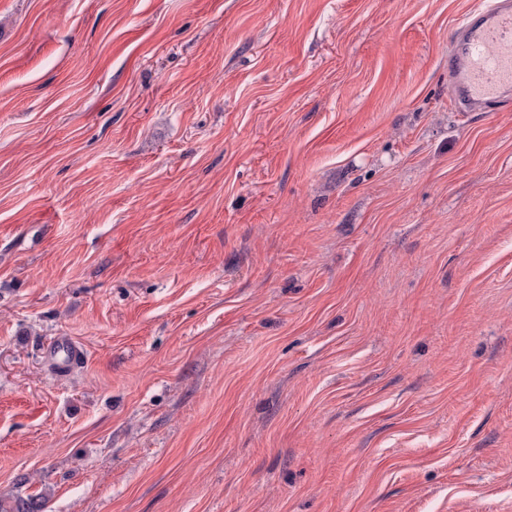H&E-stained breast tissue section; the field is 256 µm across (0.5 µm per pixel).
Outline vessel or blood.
<instances>
[{
    "mask_svg": "<svg viewBox=\"0 0 512 512\" xmlns=\"http://www.w3.org/2000/svg\"><path fill=\"white\" fill-rule=\"evenodd\" d=\"M448 86L459 112L491 103L512 88V0H479L461 18L448 50ZM52 353L60 374L78 359L76 348L64 340Z\"/></svg>",
    "mask_w": 512,
    "mask_h": 512,
    "instance_id": "b4317fda",
    "label": "vessel or blood"
}]
</instances>
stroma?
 Segmentation results:
<instances>
[{
    "label": "stroma",
    "instance_id": "stroma-1",
    "mask_svg": "<svg viewBox=\"0 0 512 512\" xmlns=\"http://www.w3.org/2000/svg\"><path fill=\"white\" fill-rule=\"evenodd\" d=\"M477 2L0 0V498L512 512V93L448 89ZM55 370L60 375L65 374L77 362L78 351L65 340H59L51 351Z\"/></svg>",
    "mask_w": 512,
    "mask_h": 512
}]
</instances>
